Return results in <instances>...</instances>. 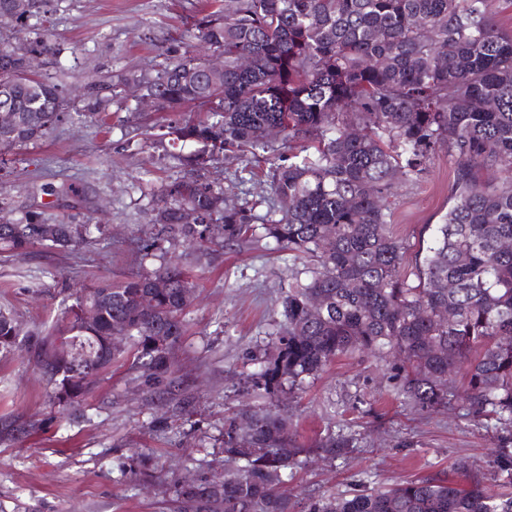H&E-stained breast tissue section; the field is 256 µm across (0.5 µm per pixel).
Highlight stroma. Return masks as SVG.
Segmentation results:
<instances>
[{"label":"stroma","instance_id":"stroma-1","mask_svg":"<svg viewBox=\"0 0 512 512\" xmlns=\"http://www.w3.org/2000/svg\"><path fill=\"white\" fill-rule=\"evenodd\" d=\"M204 3L41 0L65 47L43 70L68 94L113 74L149 70ZM169 119L113 103L103 119L64 120L42 140L0 154V206L14 217L29 212L49 224L67 219L104 229L75 252L38 246L0 254V310L23 332H51L68 286L116 283L157 268L139 252L141 240L157 232L143 192L183 173L159 137ZM129 139L134 147H126ZM455 169L454 157L439 150L428 170L400 189L388 221L408 257L426 249L430 226L452 205ZM266 173L246 159H227L210 178L228 196L249 199L266 191ZM64 181L74 194L45 193V185ZM175 256L197 288L170 376L149 380L115 363L69 415L53 405L52 387L27 351L0 359V419L40 423L36 432L0 439V512H177L179 484L223 475L224 421L248 408L286 418L303 450L285 485L295 512L368 488L457 479L464 461L488 486L505 480L494 421H474L456 399L434 410L416 407L393 358L354 352L275 393L253 385L267 343L288 330L280 305L294 264L288 251L259 241L214 244L204 253L185 246ZM331 440L335 457L317 455Z\"/></svg>","mask_w":512,"mask_h":512}]
</instances>
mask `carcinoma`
Masks as SVG:
<instances>
[{
  "label": "carcinoma",
  "instance_id": "1",
  "mask_svg": "<svg viewBox=\"0 0 512 512\" xmlns=\"http://www.w3.org/2000/svg\"><path fill=\"white\" fill-rule=\"evenodd\" d=\"M33 7L0 0V26L52 61L61 48L41 23H28ZM193 26V39L167 48L158 70L99 83L73 112L98 118L135 83L175 115L163 136L192 146L179 156L188 173L163 186L160 229L142 241L143 256L167 234L173 246L205 247L217 233L238 246L259 220L263 238L302 261L281 300L287 335L271 342L273 357L256 376L264 389L315 376L347 353L391 355L420 409L456 397L512 435V30L497 27L487 0H232ZM213 54L224 71L212 78L203 67ZM3 107L12 113L0 123V151L41 139L73 114L62 88L8 47L0 48ZM272 127L282 131L275 142L265 139ZM441 147L458 160L455 201L426 253L415 256L414 285L407 247L387 217L401 184L420 176ZM227 153L269 165L273 203L230 205L224 189L203 178ZM495 167L506 172L498 185L483 178ZM187 209L193 224L183 220ZM47 228L38 215L14 219L0 208V246L17 253L45 243L75 248L102 233L98 224L60 221L49 237ZM195 288L169 260L117 285L72 290L56 334L28 340L53 403L80 404L116 359L110 337L118 328L133 344L134 368L150 379L172 372ZM318 299L323 312L313 317L309 305ZM20 336L0 311L1 358L20 348ZM247 417L246 429L236 417L224 422V460L245 465L220 483L179 485L180 502L201 512H292L282 486L300 449L288 422L269 409ZM310 512H512V492L493 493L476 474L424 478Z\"/></svg>",
  "mask_w": 512,
  "mask_h": 512
}]
</instances>
